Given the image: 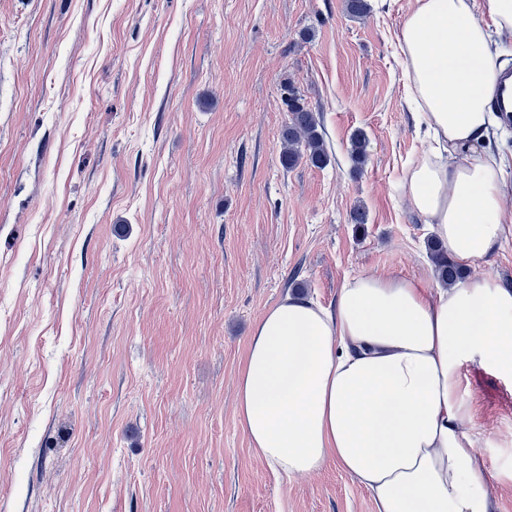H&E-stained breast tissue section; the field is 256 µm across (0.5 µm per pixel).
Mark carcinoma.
I'll return each mask as SVG.
<instances>
[{
	"label": "carcinoma",
	"mask_w": 512,
	"mask_h": 512,
	"mask_svg": "<svg viewBox=\"0 0 512 512\" xmlns=\"http://www.w3.org/2000/svg\"><path fill=\"white\" fill-rule=\"evenodd\" d=\"M282 102L289 114L288 121L281 130L283 150L281 163L293 168L306 163L322 168L329 163V155L324 147V137L319 118L308 105L301 92L293 85L282 88ZM368 141L365 134L358 131L351 138V159L361 166L367 157ZM427 250L440 282L449 286L462 278L461 267L448 256V250L438 240L427 239Z\"/></svg>",
	"instance_id": "1"
}]
</instances>
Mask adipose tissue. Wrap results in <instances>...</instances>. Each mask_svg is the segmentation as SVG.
<instances>
[{
    "label": "adipose tissue",
    "mask_w": 512,
    "mask_h": 512,
    "mask_svg": "<svg viewBox=\"0 0 512 512\" xmlns=\"http://www.w3.org/2000/svg\"><path fill=\"white\" fill-rule=\"evenodd\" d=\"M512 0H416L397 35L432 146L403 189L449 254L479 265L506 236V157L488 141ZM512 376V287L480 274L451 287L355 275L327 309L289 293L257 322L237 378V418L276 474L335 461L376 512H489L484 460L466 428L462 363Z\"/></svg>",
    "instance_id": "adipose-tissue-1"
}]
</instances>
